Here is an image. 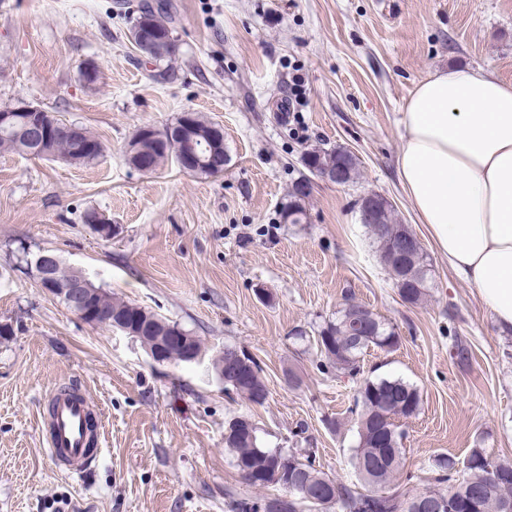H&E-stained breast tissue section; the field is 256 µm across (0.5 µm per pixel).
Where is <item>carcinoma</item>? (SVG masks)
<instances>
[{"instance_id":"carcinoma-1","label":"carcinoma","mask_w":512,"mask_h":512,"mask_svg":"<svg viewBox=\"0 0 512 512\" xmlns=\"http://www.w3.org/2000/svg\"><path fill=\"white\" fill-rule=\"evenodd\" d=\"M137 16L146 25L143 42H134L136 49L148 60L171 67L177 60V39L174 17L161 5L143 3ZM45 120L51 134L38 132L39 119L27 112L17 113L13 128H0V152L31 158L61 160L74 165H89L104 156L102 141L86 127L68 128L67 123L50 112ZM196 151V163L183 171L205 177L224 172L228 161L224 150V129L198 112H182L162 128L152 125L139 127L125 145L129 165L141 170L146 161L157 171L170 161H179L183 154ZM303 165L309 175L291 184L288 199L279 207L282 224H304L307 219L305 200L310 196L309 176L340 172L345 184L357 177V162L353 154L342 147L313 148L304 153ZM84 223L108 238L117 234L112 220L97 211L84 216ZM377 243L379 261L387 265L402 301L420 302L432 279L431 264L423 252L400 253L389 233L369 228ZM95 305L87 323L99 327L126 325L142 336H167L177 333L187 337L198 354H205L201 341L180 324L163 319L137 304L118 298L96 286L92 288ZM363 316L370 333L357 338L349 335L347 322ZM317 353L325 364L352 377L360 372L362 356L371 348L384 352L396 350L400 343L398 332L384 323L367 306L346 300L336 311V317L326 321L313 337ZM224 390L236 393L253 405L267 399V385L261 368L250 357L232 347L224 348ZM422 400L418 388L401 378L366 379L354 398L357 413L358 443L353 449L350 465L365 490L354 488L329 476L315 465L311 451L299 456L282 448L265 446L258 428L246 416L239 427L224 431V447L232 455L234 466L245 483L262 489L270 485L267 472L279 466L293 476V486L283 488L284 494L261 505L250 498L232 500L233 512H318L325 506H336L338 512H412L414 496L390 487L394 474L403 469L402 441L405 435L397 421L416 416ZM469 468L491 476L492 482L483 490H474L456 478L459 462L451 455L434 460L431 472L434 486L425 492L446 503L445 512H458L457 502H475L473 512H506L512 506V462L488 459L481 448H473L465 458Z\"/></svg>"}]
</instances>
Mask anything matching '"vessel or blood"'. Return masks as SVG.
Listing matches in <instances>:
<instances>
[{
  "label": "vessel or blood",
  "mask_w": 512,
  "mask_h": 512,
  "mask_svg": "<svg viewBox=\"0 0 512 512\" xmlns=\"http://www.w3.org/2000/svg\"><path fill=\"white\" fill-rule=\"evenodd\" d=\"M95 404L77 384L52 389L43 414L44 438L51 460L75 474L83 473L101 451L104 433L90 429Z\"/></svg>",
  "instance_id": "obj_1"
}]
</instances>
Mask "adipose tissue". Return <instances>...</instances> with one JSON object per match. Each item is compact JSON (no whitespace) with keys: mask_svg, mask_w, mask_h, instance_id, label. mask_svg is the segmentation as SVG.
Instances as JSON below:
<instances>
[{"mask_svg":"<svg viewBox=\"0 0 512 512\" xmlns=\"http://www.w3.org/2000/svg\"><path fill=\"white\" fill-rule=\"evenodd\" d=\"M403 190L448 267L512 331V82L486 68L430 71L403 115Z\"/></svg>","mask_w":512,"mask_h":512,"instance_id":"obj_1","label":"adipose tissue"}]
</instances>
